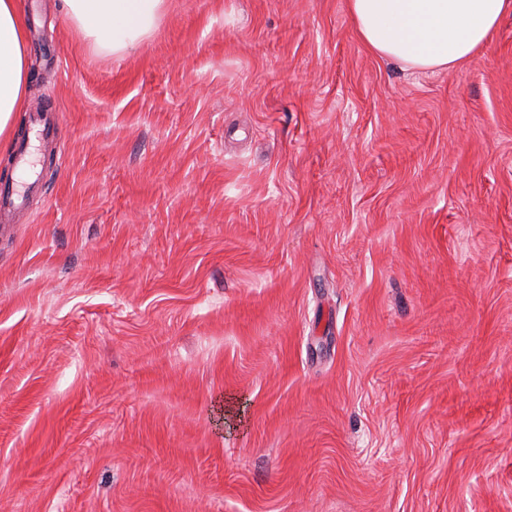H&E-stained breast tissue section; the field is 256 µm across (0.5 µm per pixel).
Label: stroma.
<instances>
[{"label": "stroma", "instance_id": "1", "mask_svg": "<svg viewBox=\"0 0 512 512\" xmlns=\"http://www.w3.org/2000/svg\"><path fill=\"white\" fill-rule=\"evenodd\" d=\"M0 512H512V14L453 71L346 0H24ZM166 0H62L73 31L99 51L125 53L158 27Z\"/></svg>", "mask_w": 512, "mask_h": 512}]
</instances>
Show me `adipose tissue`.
I'll list each match as a JSON object with an SVG mask.
<instances>
[{"label":"adipose tissue","instance_id":"obj_1","mask_svg":"<svg viewBox=\"0 0 512 512\" xmlns=\"http://www.w3.org/2000/svg\"><path fill=\"white\" fill-rule=\"evenodd\" d=\"M165 0H62L73 31L99 51L124 53L158 27ZM359 40L410 71L458 68L484 49L512 0H347ZM29 85L22 0H0V146Z\"/></svg>","mask_w":512,"mask_h":512}]
</instances>
